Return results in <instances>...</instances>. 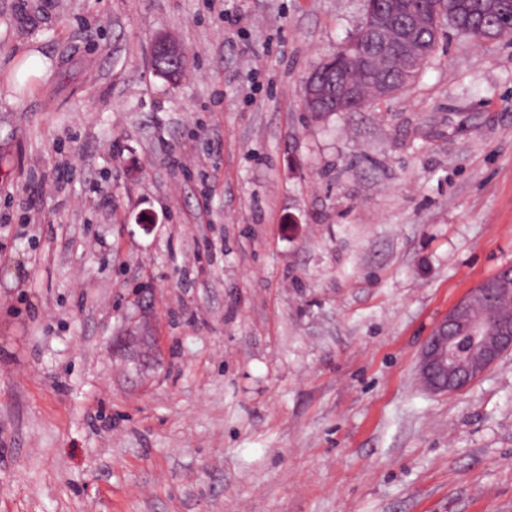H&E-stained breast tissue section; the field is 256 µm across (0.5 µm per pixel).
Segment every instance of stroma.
I'll use <instances>...</instances> for the list:
<instances>
[{
    "mask_svg": "<svg viewBox=\"0 0 512 512\" xmlns=\"http://www.w3.org/2000/svg\"><path fill=\"white\" fill-rule=\"evenodd\" d=\"M226 3L0 0V512H512V353L417 377L512 265V39L308 112L363 0ZM50 61L40 52H29L25 57L24 61L18 64L14 71H17L16 78L17 81L22 85L29 78H33V80H38L39 78H43L47 76L50 72ZM190 57L187 53H185L184 58L181 63H174L168 60L165 57H159L153 63V67L156 73L163 77V79L167 80L170 83L177 84L180 80L183 72L186 70V67L189 65ZM186 63L185 68L183 69V64Z\"/></svg>",
    "mask_w": 512,
    "mask_h": 512,
    "instance_id": "1",
    "label": "stroma"
}]
</instances>
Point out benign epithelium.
I'll list each match as a JSON object with an SVG mask.
<instances>
[{"label": "benign epithelium", "instance_id": "7a95c632", "mask_svg": "<svg viewBox=\"0 0 512 512\" xmlns=\"http://www.w3.org/2000/svg\"><path fill=\"white\" fill-rule=\"evenodd\" d=\"M377 22L367 29L372 47V59L360 61V68L369 79L372 94L388 98L396 89L379 79L371 68L392 60L395 55L396 29H401L405 40L411 39L407 20L394 13H379L375 0H366L365 19ZM454 24L453 14L444 9L435 10L428 21L432 39H439L445 24ZM426 59L424 48L407 53L401 70L403 82H408L420 71ZM332 94L340 105L361 98L362 84L347 81L319 82L310 78L303 84V95L313 111H320L319 101ZM512 294V281L489 278L483 287L470 289L434 326L420 354L418 375L423 387L433 394H453L468 387L494 366L505 354L512 352V317L499 313L503 300ZM481 305L497 312V320L489 326L475 314Z\"/></svg>", "mask_w": 512, "mask_h": 512}]
</instances>
